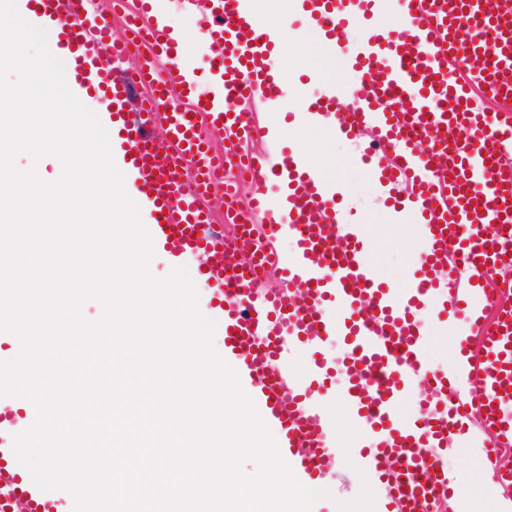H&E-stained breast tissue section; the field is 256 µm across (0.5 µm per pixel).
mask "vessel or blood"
<instances>
[{"instance_id":"1","label":"vessel or blood","mask_w":512,"mask_h":512,"mask_svg":"<svg viewBox=\"0 0 512 512\" xmlns=\"http://www.w3.org/2000/svg\"><path fill=\"white\" fill-rule=\"evenodd\" d=\"M36 20L74 59V81L85 98L106 101L112 137L142 202L148 232L175 260L203 255L208 306L224 324V356L248 384L260 413L280 431L279 449L296 480L327 479L336 467L329 419L311 393L331 373L355 423L356 470L364 483L389 487L396 512H440L448 496L450 415L483 416L494 441L484 450L497 477L512 483L499 463L496 441L512 434V306L498 305L481 281L449 289L438 276L449 256L461 267L491 273L512 262V249L487 237L489 225L512 226V0H303L302 19L324 46L345 62L349 84L332 82L311 110L338 134L373 129L393 146L391 161L375 150L360 161L379 181L406 182L407 211L419 218L416 269L402 290L383 280L371 261L359 224L342 222L336 184L298 153L269 156L240 151L255 127L245 102L278 100L282 88L273 57L278 38L256 22L244 0H208L196 24L214 49L208 83L178 54L171 27L157 17L158 0H141L154 17L131 18V36L111 42L104 18L88 0H29ZM366 29L358 42L352 26ZM147 47L138 69L108 79L103 53L120 61ZM462 62L468 82L448 73ZM351 99L352 111L336 104ZM402 111H394V104ZM166 126L164 151L151 149L154 119ZM224 132L215 154L200 123ZM465 139L448 137V130ZM238 168L253 183L248 207L226 213L232 237L211 230L210 204L224 185L223 167ZM288 193L270 200L268 179ZM268 213V234H291L290 256L254 247L251 210ZM277 267L285 288L262 287L263 266ZM497 306L495 322L481 326L477 347L459 352L477 361L475 388L461 397L453 376L435 368L426 348L425 318L463 317ZM341 337L348 353L332 368L321 347ZM431 398L412 420L398 407L418 384ZM24 397L0 396V512H57L73 507L64 489L41 491L13 453L14 438L31 429L36 413L22 412Z\"/></svg>"}]
</instances>
